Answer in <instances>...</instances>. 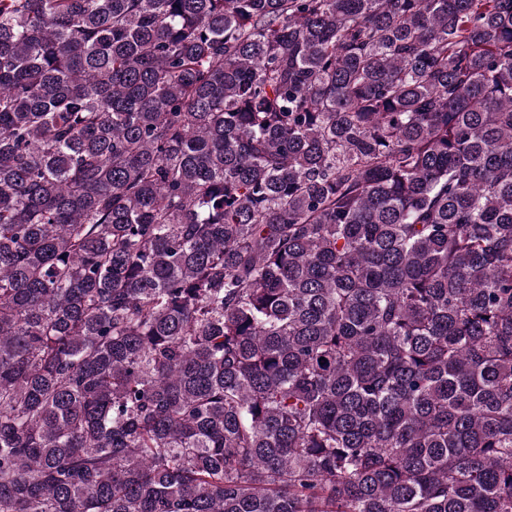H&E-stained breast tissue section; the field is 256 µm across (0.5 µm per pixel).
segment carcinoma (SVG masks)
Listing matches in <instances>:
<instances>
[{
  "label": "carcinoma",
  "mask_w": 512,
  "mask_h": 512,
  "mask_svg": "<svg viewBox=\"0 0 512 512\" xmlns=\"http://www.w3.org/2000/svg\"><path fill=\"white\" fill-rule=\"evenodd\" d=\"M0 512H512V0H0Z\"/></svg>",
  "instance_id": "obj_1"
}]
</instances>
